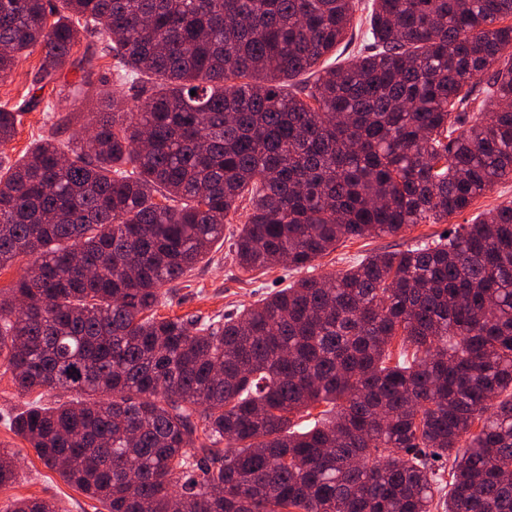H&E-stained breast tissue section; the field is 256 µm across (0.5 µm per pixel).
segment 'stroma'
Wrapping results in <instances>:
<instances>
[{
	"label": "stroma",
	"instance_id": "35a3bbf8",
	"mask_svg": "<svg viewBox=\"0 0 512 512\" xmlns=\"http://www.w3.org/2000/svg\"><path fill=\"white\" fill-rule=\"evenodd\" d=\"M39 52L21 57L12 74L0 80V104L21 106L20 123L15 138L0 146V165L16 163L42 137L56 135L67 140L78 135L85 123L84 107L59 101L53 87L37 89L34 75L40 65ZM512 201V179L501 180L476 198L463 212L453 215L444 224H415L394 236H369L339 243L336 250L318 258L315 271L321 275L339 273L375 253L402 251L414 245L442 238L460 224L472 223L480 214L497 205ZM247 209H239L230 224L224 227V239L197 266L191 277L176 282L165 302L156 309L160 317H200L236 313L244 307L287 287L301 278V271L281 264L267 270L242 272L238 269L232 243L238 229L245 224ZM64 393L38 390L20 394L7 366L0 365V448L17 451V479L0 489V512L17 498H38L55 503L59 512H104L100 503L87 497L55 471L47 468L29 445L10 428L11 417L36 401L51 406L64 400Z\"/></svg>",
	"mask_w": 512,
	"mask_h": 512
}]
</instances>
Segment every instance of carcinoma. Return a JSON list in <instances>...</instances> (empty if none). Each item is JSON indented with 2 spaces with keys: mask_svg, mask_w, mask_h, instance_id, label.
Here are the masks:
<instances>
[{
  "mask_svg": "<svg viewBox=\"0 0 512 512\" xmlns=\"http://www.w3.org/2000/svg\"><path fill=\"white\" fill-rule=\"evenodd\" d=\"M358 9L0 0V78L38 49L55 83L87 35L112 59L63 85L97 86L87 138L0 167V268L29 269L0 296V361L23 394H79L10 427L107 512H432L451 455L445 512H512L511 201L235 315H155L246 197L238 268L309 269L512 179V0H372L360 61L323 63ZM18 123L0 107L1 146Z\"/></svg>",
  "mask_w": 512,
  "mask_h": 512,
  "instance_id": "cac0c4a2",
  "label": "carcinoma"
}]
</instances>
